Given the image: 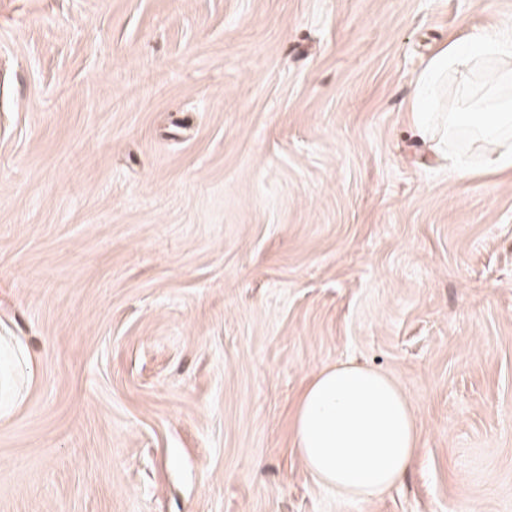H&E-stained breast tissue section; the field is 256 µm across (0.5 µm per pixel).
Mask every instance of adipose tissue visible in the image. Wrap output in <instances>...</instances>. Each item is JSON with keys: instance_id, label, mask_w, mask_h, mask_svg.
<instances>
[{"instance_id": "1", "label": "adipose tissue", "mask_w": 512, "mask_h": 512, "mask_svg": "<svg viewBox=\"0 0 512 512\" xmlns=\"http://www.w3.org/2000/svg\"><path fill=\"white\" fill-rule=\"evenodd\" d=\"M496 31L475 29L432 58L418 83L469 75L484 60L505 54ZM466 121L495 145L488 165L512 170V101L474 113L452 112L449 127ZM295 446L310 473L345 494L369 496L399 481L418 448L417 425L406 398L384 374L340 365L315 374L296 406Z\"/></svg>"}]
</instances>
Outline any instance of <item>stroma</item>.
Instances as JSON below:
<instances>
[{
    "instance_id": "obj_1",
    "label": "stroma",
    "mask_w": 512,
    "mask_h": 512,
    "mask_svg": "<svg viewBox=\"0 0 512 512\" xmlns=\"http://www.w3.org/2000/svg\"><path fill=\"white\" fill-rule=\"evenodd\" d=\"M512 0H0V512H512V173L428 60ZM473 162L448 175V152ZM417 421L321 483L309 379ZM293 434L310 473L358 496L399 481L418 448L406 398L384 374L356 365L325 368L310 379Z\"/></svg>"
}]
</instances>
